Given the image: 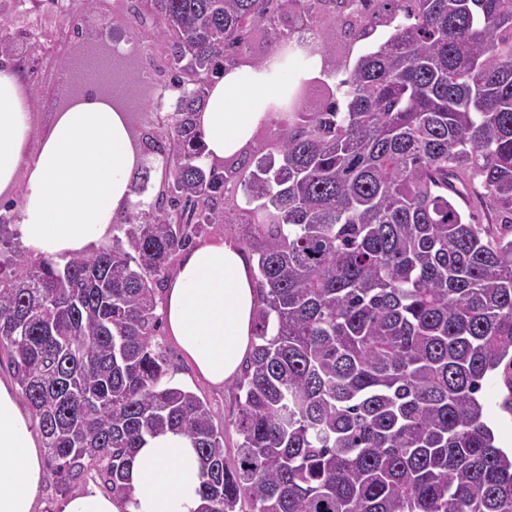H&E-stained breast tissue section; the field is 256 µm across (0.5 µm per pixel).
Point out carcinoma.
Instances as JSON below:
<instances>
[{"label":"carcinoma","instance_id":"carcinoma-1","mask_svg":"<svg viewBox=\"0 0 512 512\" xmlns=\"http://www.w3.org/2000/svg\"><path fill=\"white\" fill-rule=\"evenodd\" d=\"M142 2L181 77L164 190L111 247L18 253L0 277V349L52 480L95 467L126 497L135 449L169 430L198 450V512H512L481 396L493 381L512 415V0ZM256 29L255 63L319 56L321 76L274 139L209 163L196 113ZM17 57L1 38L0 65ZM219 224L249 228L261 296L231 465L154 343L172 262Z\"/></svg>","mask_w":512,"mask_h":512}]
</instances>
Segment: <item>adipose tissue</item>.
<instances>
[{
    "instance_id": "1",
    "label": "adipose tissue",
    "mask_w": 512,
    "mask_h": 512,
    "mask_svg": "<svg viewBox=\"0 0 512 512\" xmlns=\"http://www.w3.org/2000/svg\"><path fill=\"white\" fill-rule=\"evenodd\" d=\"M291 70L288 56L243 63L211 83L196 119L209 160L239 153L256 129L288 100L294 83L318 71ZM32 110L16 73L0 69V196L26 182L11 230L33 256L83 255L108 242L117 218L138 204L131 175L137 155L125 113L85 97L54 113L30 148ZM255 268L234 241L214 239L182 252L158 311L169 336L196 373L213 386L237 374L249 354L260 298ZM46 479L42 450L15 386L0 379V512H37ZM131 494L115 498L94 487L63 497L57 512H198L201 465L191 440L167 431L135 452Z\"/></svg>"
}]
</instances>
